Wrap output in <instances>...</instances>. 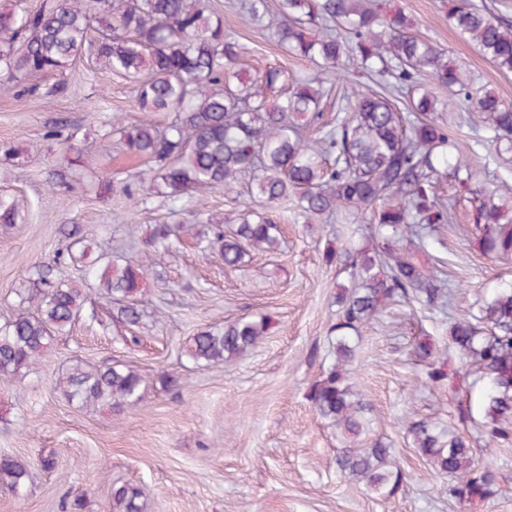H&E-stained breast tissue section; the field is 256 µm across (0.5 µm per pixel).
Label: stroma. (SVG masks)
<instances>
[{
  "label": "stroma",
  "instance_id": "1",
  "mask_svg": "<svg viewBox=\"0 0 512 512\" xmlns=\"http://www.w3.org/2000/svg\"><path fill=\"white\" fill-rule=\"evenodd\" d=\"M224 29L234 33L249 72L280 66L299 77L321 70L284 54L267 28L245 23L241 0H220ZM456 0H388L414 28L475 79L512 105V74L497 70L449 24ZM390 78L363 73L355 62L336 74L321 122L334 126L351 87L384 94ZM142 120L131 86L90 57L36 80L0 74V194L22 203L21 219L0 228V322L19 306L20 292L39 270L67 275L69 241L62 227L80 225L84 246L119 249L144 270L139 298L146 314L136 325L112 318L98 290L87 292L80 318L57 336L49 356L22 375L0 379V457L26 460L32 479L19 492L0 485V512H113V487H144L143 512H512V446L490 460L498 479L492 500L460 504L448 480L417 455L408 421L454 424L452 393L427 383L413 353L416 337L448 345V322L436 311L393 304L361 330L354 360L371 408V438L388 442L405 474L398 496L385 499L345 478L339 444L313 411L307 392L332 361L335 295L348 276L326 264L327 245L347 244L351 225L340 218L305 222L293 205L271 211L283 230L279 249L249 253L235 266L192 236L167 255L149 243L156 226L196 224L232 230L253 204L249 181L232 191H202L171 207L152 190L155 165L116 147L113 116ZM460 152L476 170L512 184V160L482 146L475 113L458 106L450 124ZM90 152L72 165V148ZM441 202L456 204L457 220L438 225L435 250L454 285L453 313L476 309L496 288L512 283V263L478 249L471 205L450 178L435 185ZM266 315L271 327L257 347L219 367L194 365L185 343L201 327ZM102 369L120 361L144 378L136 408L117 413L82 407L54 388L71 360Z\"/></svg>",
  "mask_w": 512,
  "mask_h": 512
}]
</instances>
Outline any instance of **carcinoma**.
<instances>
[{"label": "carcinoma", "mask_w": 512, "mask_h": 512, "mask_svg": "<svg viewBox=\"0 0 512 512\" xmlns=\"http://www.w3.org/2000/svg\"><path fill=\"white\" fill-rule=\"evenodd\" d=\"M241 9L255 23L269 15L267 0H244ZM278 13L271 30L284 52L331 75L355 54L365 71L408 86L410 114L385 96L354 87L336 127L308 141L304 129L317 124L320 101L330 89L292 80L277 67L258 75L233 69L239 44L224 31L216 0H42L34 11H0V73L16 81L37 78L70 68L90 50L96 64L132 85L139 111L174 114L161 127L148 119L115 120L112 132L127 154L155 163L154 187L175 205L200 190L230 191L247 177L257 197L270 205L292 200L308 221L342 210L358 224L371 214V233L384 248L325 253L328 263L344 260L349 285L336 297L333 362L310 385L307 398L340 444V472L390 499L404 477L394 449L367 437L370 407L352 381L355 348L361 329L391 302L439 311L449 305L433 254L435 225L449 220L433 190L440 170L451 171L467 194L481 252L512 261V208L496 201L512 196V186L479 183L441 121V113L463 102L485 122L484 143L512 150V106L479 93L444 50L414 35L412 21L401 11L389 13L384 3L279 0ZM448 21L500 72L512 73L511 27L468 0H458ZM313 24L323 27L321 37L308 36ZM422 73L448 88V97L416 84ZM19 219V202L1 195L0 226ZM185 231L182 225H159L151 238L158 255L175 247ZM281 234L272 215L246 207L233 231L212 229L206 249L235 266L250 250H276ZM68 257L80 268V280L33 289L0 324V378L15 377L49 355L55 337L80 315L83 284L90 279L115 305L118 320L139 322L144 272L138 264L84 250ZM268 324L260 316L205 327L186 342L185 354L196 365L220 366L256 346ZM448 342L458 356L451 370L427 336L416 341L414 352L425 365V379L454 393L457 426L422 418L408 422L407 436L434 471L448 477L450 498L460 504L488 501L498 494L488 459L512 442V286L494 291L475 314H448ZM55 389L70 402L121 412L143 400L145 384L125 363L93 370L76 360ZM29 477L28 462L0 458L1 485L17 491ZM145 497L140 486L112 489L115 512H142Z\"/></svg>", "instance_id": "carcinoma-1"}]
</instances>
